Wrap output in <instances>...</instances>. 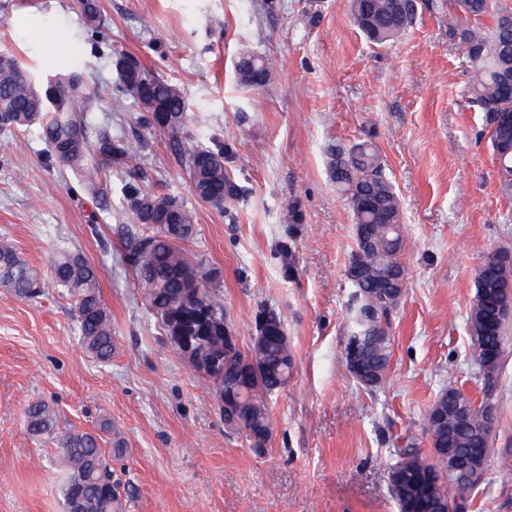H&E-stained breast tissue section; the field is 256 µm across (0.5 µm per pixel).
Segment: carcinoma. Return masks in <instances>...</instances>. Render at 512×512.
<instances>
[{
	"instance_id": "1",
	"label": "carcinoma",
	"mask_w": 512,
	"mask_h": 512,
	"mask_svg": "<svg viewBox=\"0 0 512 512\" xmlns=\"http://www.w3.org/2000/svg\"><path fill=\"white\" fill-rule=\"evenodd\" d=\"M447 10L449 36L457 53L471 64L468 103L482 113L484 128L498 160L501 191L512 195V6L504 0H429ZM85 23L101 24L98 0H80ZM352 23L373 43L393 40L412 25L416 0H347ZM0 64V131L38 126L48 160L81 173L95 190L106 171L129 172L143 141L114 137L88 122L98 105L90 82L76 70L43 77L4 54ZM112 65L119 89L145 112L147 125L169 136L178 163L195 196L216 209L238 196L224 167V149L200 143L188 132L189 103L179 88L145 71L122 51ZM235 77L248 89L264 87L270 63L261 55L241 53ZM163 115H158L157 109ZM330 172L349 201L356 249L347 276L354 291L344 349H352L350 373L364 388H380L391 364V317L404 294L406 248L402 207L377 147L368 142L331 152ZM126 202L136 228L127 229L123 249L133 270L134 286L160 320L166 336L177 342L193 338L196 373L214 398L231 399L224 426L261 448L271 435L269 400L288 382L293 356L281 316L272 308L259 313L261 338L249 351L227 348L232 330L220 298L221 271L189 252L185 243L197 232L194 209L178 197L127 183ZM73 301L78 340L95 360H112V315L104 304L98 272L82 254L54 252L48 268L28 263L14 245L0 240V286L20 298L42 294L46 279ZM476 295L467 317L474 358L485 382L497 373L512 338L506 316L512 307V259L496 251L478 266ZM182 333H177V328ZM493 408L479 406L455 386L444 389L424 418L432 457L399 454L389 472V490L399 512H466L467 494L487 479L493 432ZM27 431L56 439L67 473L61 486L64 512H119L112 481V454L102 438L89 432L59 431L56 410L37 400L25 410Z\"/></svg>"
}]
</instances>
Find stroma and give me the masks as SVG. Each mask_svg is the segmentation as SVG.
Listing matches in <instances>:
<instances>
[{
	"label": "stroma",
	"instance_id": "35a3bbf8",
	"mask_svg": "<svg viewBox=\"0 0 512 512\" xmlns=\"http://www.w3.org/2000/svg\"><path fill=\"white\" fill-rule=\"evenodd\" d=\"M99 2L94 31L78 0H0V53L43 74L62 64L87 75L100 98L91 124L141 136L143 188L195 209L186 247L221 269L241 347L258 311L274 308L293 369L270 401L262 449L226 433L206 382L134 293L121 246L132 221L127 175L107 173L97 197L76 172L47 163L38 127L0 136V238L36 266L59 246L80 250L99 270L116 345L106 364L85 352L62 288L22 299L0 287V512H63L56 441L25 427L38 399L65 430L110 419L103 439L124 448L112 459L123 512H399L390 468L404 450L430 457L425 414L450 385L496 409L495 456L467 512H512L498 460L512 454V354L484 381L467 330L483 256H512V198L499 188L482 115L466 102L469 66L447 15L420 0L409 31L379 46L353 25L347 0ZM117 50L184 93L191 132L223 145L242 195L220 210L196 199L167 135L145 128L138 104L118 92ZM244 50L271 62L264 87L238 85ZM364 140L386 162L407 242L390 374L373 392L343 356L355 231L328 168L332 147Z\"/></svg>",
	"mask_w": 512,
	"mask_h": 512
}]
</instances>
